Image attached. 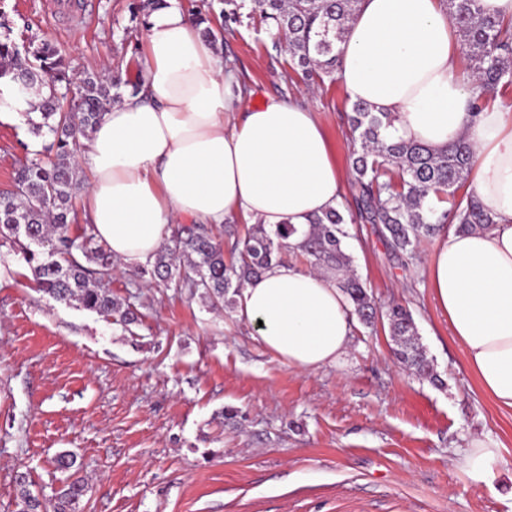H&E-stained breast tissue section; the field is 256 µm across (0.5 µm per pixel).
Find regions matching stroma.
<instances>
[{"label":"stroma","mask_w":512,"mask_h":512,"mask_svg":"<svg viewBox=\"0 0 512 512\" xmlns=\"http://www.w3.org/2000/svg\"><path fill=\"white\" fill-rule=\"evenodd\" d=\"M45 0H0L11 37L49 41L81 82L103 65L143 75L144 27L129 0H92V23L72 41L68 15ZM207 14L218 52L250 92L316 112L343 180L341 210L355 207L351 109L337 80L306 82L259 21L225 26L221 0H175ZM42 140L24 114L0 123V194ZM438 240L401 265L373 224L350 226L343 246L379 308L405 305L433 376L405 368L382 325L355 324L337 364L301 372L257 341L235 312L211 310L173 288H150L120 269L108 286L146 306L142 325L43 295L11 243L0 285V512H19L18 474L51 497L85 478L79 512H512V410L485 394L435 302L429 265ZM494 453L489 475L464 466L474 446ZM71 452V472L57 470Z\"/></svg>","instance_id":"35a3bbf8"}]
</instances>
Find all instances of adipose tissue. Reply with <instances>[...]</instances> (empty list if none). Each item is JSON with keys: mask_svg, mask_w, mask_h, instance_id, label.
I'll use <instances>...</instances> for the list:
<instances>
[{"mask_svg": "<svg viewBox=\"0 0 512 512\" xmlns=\"http://www.w3.org/2000/svg\"><path fill=\"white\" fill-rule=\"evenodd\" d=\"M137 93L105 112L77 152L88 234L126 267L153 262L184 219H235L306 231L338 206L343 181L317 115L271 97L247 104L236 73L178 8L151 12ZM351 101L396 117L391 139L467 141L468 187L495 225L450 231L429 270L435 301L484 392L512 409V106L472 113L482 91L459 67L439 0H364L336 46ZM237 317L290 367L312 372L346 352L351 305L326 273L271 266L242 288Z\"/></svg>", "mask_w": 512, "mask_h": 512, "instance_id": "adipose-tissue-1", "label": "adipose tissue"}]
</instances>
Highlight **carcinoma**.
Returning a JSON list of instances; mask_svg holds the SVG:
<instances>
[{
	"mask_svg": "<svg viewBox=\"0 0 512 512\" xmlns=\"http://www.w3.org/2000/svg\"><path fill=\"white\" fill-rule=\"evenodd\" d=\"M362 0H224V25L237 23L242 10L257 11L272 36L285 39L290 66L306 80H323L336 72V43L343 40L348 23ZM460 40V53L468 74L483 91L495 95L512 86V18L484 11L481 0H442ZM0 87L9 93L26 83L30 92L48 85L50 94L37 104L25 99L31 132L52 140L17 172L18 191L0 196V236L9 233L29 266L39 291L64 304H77L103 318H115L130 329L142 322V313L130 302L121 303L106 287L115 260L106 245L96 241L78 223L76 191L81 176L75 162L77 134L88 135L113 103L119 90L139 84L121 75L88 76L78 92L60 50L35 37L17 44L0 11ZM395 116L374 113L354 103L348 115L352 134L354 186L358 190L356 212L332 209L313 219L300 233L292 224L269 229L253 224L231 243L224 255L223 233L202 224L177 226L170 243L140 269L157 288H186L213 307L236 306L244 285L259 277L278 260L281 250L292 251L313 268L336 275V287L349 298L353 313L366 326L386 320L396 359L420 375L431 373L430 360L418 342L411 311L400 304L378 313L365 283L354 273L344 251L348 224H380L392 252L399 258L417 256L422 242L439 235L446 225L457 230L487 231L494 221L472 195L456 197L471 170V146L459 141L441 150L420 143L391 141L385 131ZM448 196L450 207L438 211L431 196ZM300 236L292 244L289 239ZM21 512H78L85 485L75 480L43 501L29 489L26 477L17 479Z\"/></svg>",
	"mask_w": 512,
	"mask_h": 512,
	"instance_id": "obj_1",
	"label": "carcinoma"
}]
</instances>
